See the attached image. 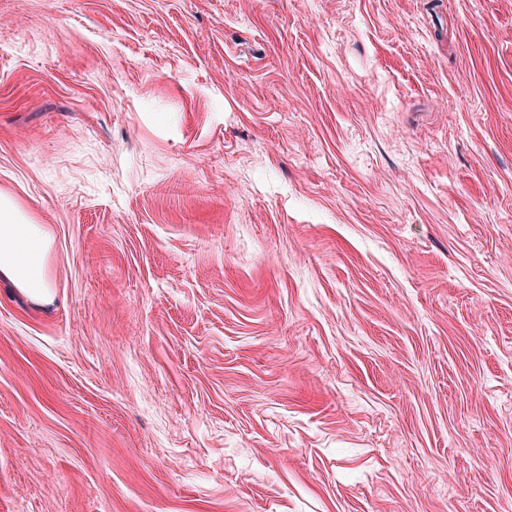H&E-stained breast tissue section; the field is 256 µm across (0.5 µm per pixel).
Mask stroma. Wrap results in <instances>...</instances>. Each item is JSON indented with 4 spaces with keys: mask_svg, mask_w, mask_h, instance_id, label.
I'll use <instances>...</instances> for the list:
<instances>
[{
    "mask_svg": "<svg viewBox=\"0 0 512 512\" xmlns=\"http://www.w3.org/2000/svg\"><path fill=\"white\" fill-rule=\"evenodd\" d=\"M0 512H512V0H0ZM47 240L40 224H31L11 199L0 197V275L40 301L50 299L38 291L47 288L43 272Z\"/></svg>",
    "mask_w": 512,
    "mask_h": 512,
    "instance_id": "obj_1",
    "label": "stroma"
}]
</instances>
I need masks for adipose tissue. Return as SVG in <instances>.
<instances>
[{
	"mask_svg": "<svg viewBox=\"0 0 512 512\" xmlns=\"http://www.w3.org/2000/svg\"><path fill=\"white\" fill-rule=\"evenodd\" d=\"M48 235L31 223L9 198L0 197V276L38 292L45 285L44 255Z\"/></svg>",
	"mask_w": 512,
	"mask_h": 512,
	"instance_id": "adipose-tissue-1",
	"label": "adipose tissue"
}]
</instances>
